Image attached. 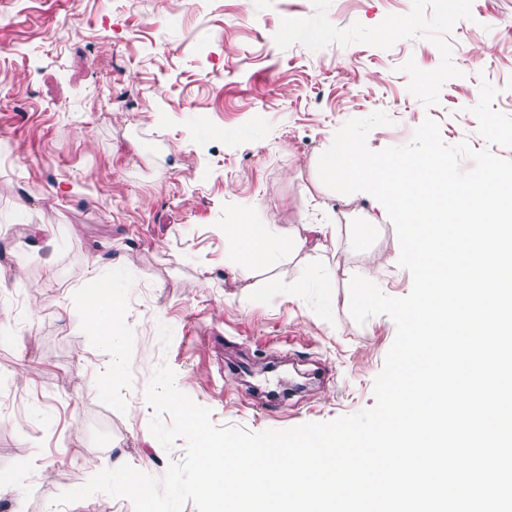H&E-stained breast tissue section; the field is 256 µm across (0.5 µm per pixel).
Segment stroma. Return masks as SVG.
I'll use <instances>...</instances> for the list:
<instances>
[{"label":"stroma","mask_w":512,"mask_h":512,"mask_svg":"<svg viewBox=\"0 0 512 512\" xmlns=\"http://www.w3.org/2000/svg\"><path fill=\"white\" fill-rule=\"evenodd\" d=\"M408 13L420 24L379 37ZM379 110L370 149L429 116L445 143L512 159V0H465L455 26L446 0H0V472L18 478L0 512H45L119 457L155 477L182 464L185 440L149 429L163 361L217 426L374 405L396 327L355 322L349 278L393 297L412 278L379 201L325 187L318 160ZM243 213L337 230L243 269L224 247ZM95 272L123 302L113 348L86 320ZM116 352L126 381L105 392Z\"/></svg>","instance_id":"35a3bbf8"}]
</instances>
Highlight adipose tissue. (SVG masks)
Returning a JSON list of instances; mask_svg holds the SVG:
<instances>
[{"label": "adipose tissue", "instance_id": "obj_1", "mask_svg": "<svg viewBox=\"0 0 512 512\" xmlns=\"http://www.w3.org/2000/svg\"><path fill=\"white\" fill-rule=\"evenodd\" d=\"M327 230L324 224H292L287 230L279 232L274 225L256 224L244 218L238 223L225 225L224 244L234 265L260 269L275 259L271 249L274 237H281L286 252L295 255L306 249L322 248L321 237ZM86 299V317L90 325L105 344H113L122 312L119 299L112 296L111 282L91 276Z\"/></svg>", "mask_w": 512, "mask_h": 512}]
</instances>
